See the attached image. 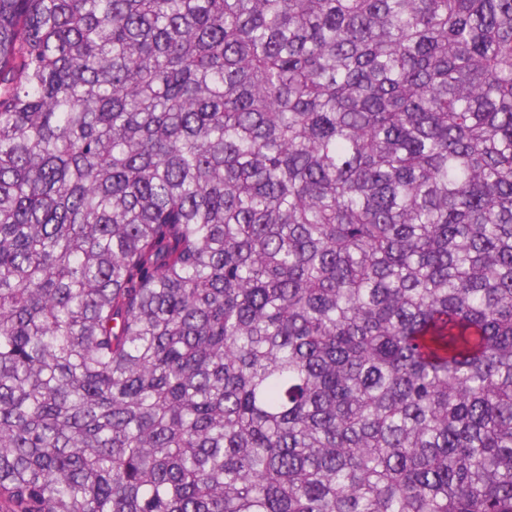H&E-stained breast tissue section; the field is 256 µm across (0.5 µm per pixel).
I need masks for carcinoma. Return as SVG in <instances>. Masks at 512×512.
<instances>
[{"instance_id":"cac0c4a2","label":"carcinoma","mask_w":512,"mask_h":512,"mask_svg":"<svg viewBox=\"0 0 512 512\" xmlns=\"http://www.w3.org/2000/svg\"><path fill=\"white\" fill-rule=\"evenodd\" d=\"M0 512H512V0H0Z\"/></svg>"}]
</instances>
